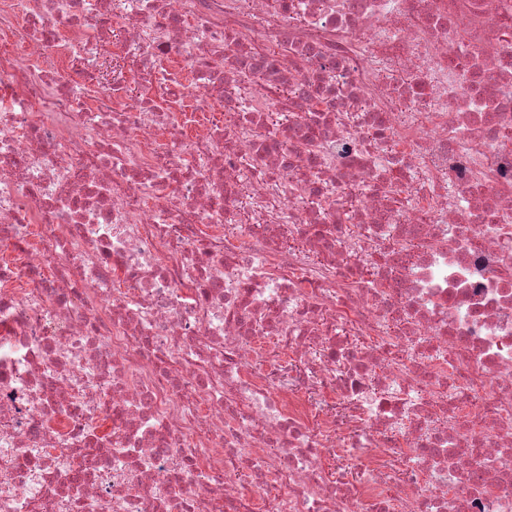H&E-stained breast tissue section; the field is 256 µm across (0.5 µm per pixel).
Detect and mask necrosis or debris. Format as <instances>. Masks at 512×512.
<instances>
[{
  "mask_svg": "<svg viewBox=\"0 0 512 512\" xmlns=\"http://www.w3.org/2000/svg\"><path fill=\"white\" fill-rule=\"evenodd\" d=\"M0 512H512V0H0ZM114 34L119 33L121 31V36L118 37L113 36L111 32L109 37L106 40V43L102 47H100L97 51H95V58L88 61V63L95 69L99 75V80L102 84L106 86V88L112 87V78L113 71L116 70L119 72L121 69V58L112 57L113 44H118L122 40V29L119 26H116L114 29Z\"/></svg>",
  "mask_w": 512,
  "mask_h": 512,
  "instance_id": "obj_1",
  "label": "necrosis or debris"
}]
</instances>
